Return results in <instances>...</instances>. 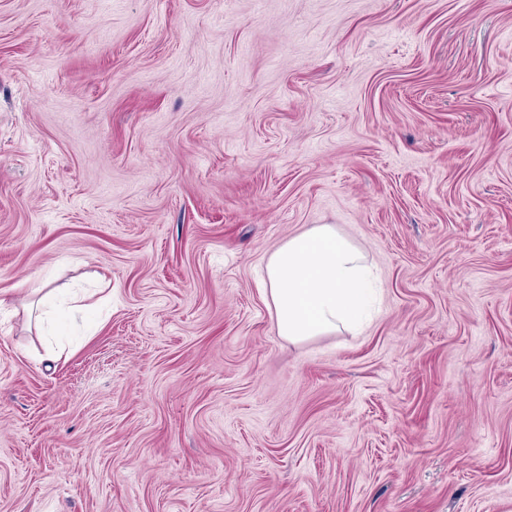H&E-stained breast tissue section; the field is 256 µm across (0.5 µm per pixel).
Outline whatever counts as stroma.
<instances>
[{"label":"stroma","mask_w":512,"mask_h":512,"mask_svg":"<svg viewBox=\"0 0 512 512\" xmlns=\"http://www.w3.org/2000/svg\"><path fill=\"white\" fill-rule=\"evenodd\" d=\"M0 512H512V0H0ZM263 278L277 334L292 343L356 325L371 289L361 248L330 224L282 243L269 255Z\"/></svg>","instance_id":"1"}]
</instances>
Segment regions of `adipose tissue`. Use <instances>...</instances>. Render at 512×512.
I'll use <instances>...</instances> for the list:
<instances>
[{"instance_id": "1", "label": "adipose tissue", "mask_w": 512, "mask_h": 512, "mask_svg": "<svg viewBox=\"0 0 512 512\" xmlns=\"http://www.w3.org/2000/svg\"><path fill=\"white\" fill-rule=\"evenodd\" d=\"M370 279L361 248L332 225L289 238L264 268L278 335L296 343L356 325L365 311Z\"/></svg>"}]
</instances>
